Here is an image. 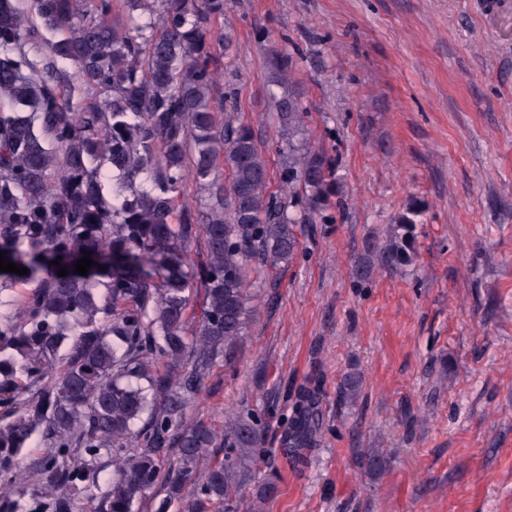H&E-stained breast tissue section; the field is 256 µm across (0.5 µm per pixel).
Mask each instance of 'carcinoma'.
<instances>
[{"label":"carcinoma","instance_id":"1","mask_svg":"<svg viewBox=\"0 0 512 512\" xmlns=\"http://www.w3.org/2000/svg\"><path fill=\"white\" fill-rule=\"evenodd\" d=\"M18 2L0 0V252L29 272H0V512H140L149 496L152 512L186 498L190 512H263L274 484L241 494L265 444L258 420L227 418L220 440L187 411L246 335L251 274L291 263L296 225L326 209L333 159L297 139L300 96L276 98L288 192L269 190L252 127L215 98L214 45L231 38L208 25L227 0H34L39 27ZM291 67L272 52L268 81L285 84ZM188 175L207 186L204 215L183 195ZM416 216L399 218L406 234L384 267L408 261ZM84 250L94 264L80 275L70 265ZM359 384L348 375L342 398ZM316 424L297 408L296 461ZM36 435L45 449L27 477ZM217 446L224 458L209 459Z\"/></svg>","mask_w":512,"mask_h":512}]
</instances>
